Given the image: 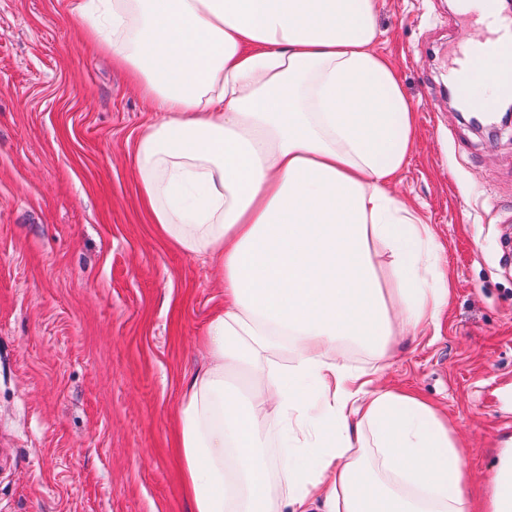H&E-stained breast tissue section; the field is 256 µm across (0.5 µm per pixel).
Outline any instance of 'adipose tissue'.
I'll return each instance as SVG.
<instances>
[{"instance_id":"1","label":"adipose tissue","mask_w":512,"mask_h":512,"mask_svg":"<svg viewBox=\"0 0 512 512\" xmlns=\"http://www.w3.org/2000/svg\"><path fill=\"white\" fill-rule=\"evenodd\" d=\"M73 11L163 114L135 150L157 231L224 269L177 413L190 512H470L447 421L335 356L346 339L382 351L448 305L442 245L388 189L414 125L372 50L378 0Z\"/></svg>"}]
</instances>
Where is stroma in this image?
I'll use <instances>...</instances> for the list:
<instances>
[{"instance_id": "stroma-1", "label": "stroma", "mask_w": 512, "mask_h": 512, "mask_svg": "<svg viewBox=\"0 0 512 512\" xmlns=\"http://www.w3.org/2000/svg\"><path fill=\"white\" fill-rule=\"evenodd\" d=\"M73 2L0 0V512H188L175 416L224 271L155 233L134 152L161 114ZM377 23L416 112L390 191L431 224L450 294L438 328L347 357L447 416L486 512L512 442V126L478 133L448 101L456 0H378Z\"/></svg>"}]
</instances>
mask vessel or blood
<instances>
[{
  "label": "vessel or blood",
  "instance_id": "b4317fda",
  "mask_svg": "<svg viewBox=\"0 0 512 512\" xmlns=\"http://www.w3.org/2000/svg\"><path fill=\"white\" fill-rule=\"evenodd\" d=\"M506 27L507 36L493 35L483 28L473 41L454 49L450 66L454 71V93L461 103L475 101L472 75L490 67L499 70L504 94L512 95V21Z\"/></svg>",
  "mask_w": 512,
  "mask_h": 512
}]
</instances>
